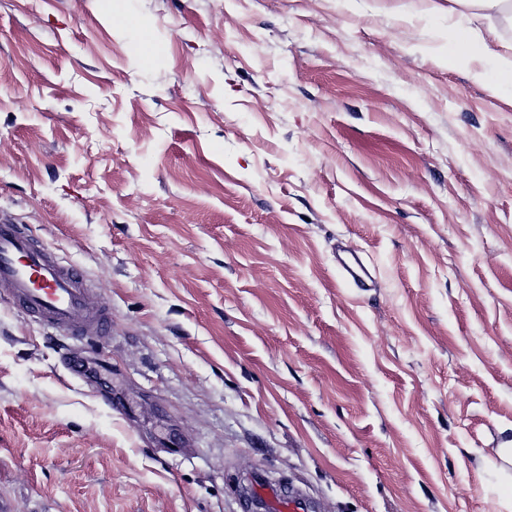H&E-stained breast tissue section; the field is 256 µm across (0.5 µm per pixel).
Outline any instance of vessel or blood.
<instances>
[{"mask_svg": "<svg viewBox=\"0 0 512 512\" xmlns=\"http://www.w3.org/2000/svg\"><path fill=\"white\" fill-rule=\"evenodd\" d=\"M0 289L19 300L32 315L74 335L101 336L107 331L108 317L93 306L79 273L14 224H0ZM255 493L266 512L308 510L303 499L283 496L262 482Z\"/></svg>", "mask_w": 512, "mask_h": 512, "instance_id": "1", "label": "vessel or blood"}]
</instances>
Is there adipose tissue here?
<instances>
[{
    "mask_svg": "<svg viewBox=\"0 0 512 512\" xmlns=\"http://www.w3.org/2000/svg\"><path fill=\"white\" fill-rule=\"evenodd\" d=\"M449 67H469L475 81L498 93H512V43L501 41L495 31L479 34L449 24Z\"/></svg>",
    "mask_w": 512,
    "mask_h": 512,
    "instance_id": "1",
    "label": "adipose tissue"
}]
</instances>
